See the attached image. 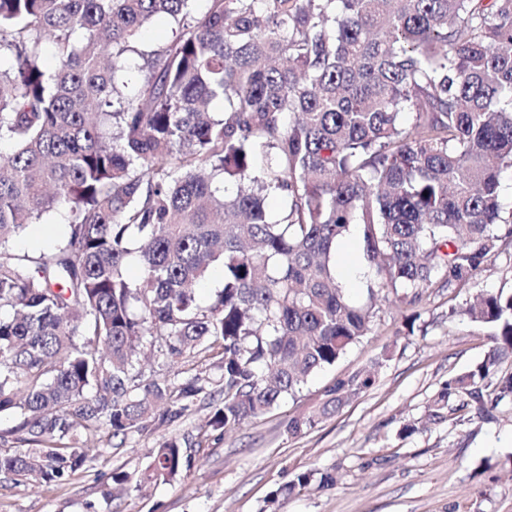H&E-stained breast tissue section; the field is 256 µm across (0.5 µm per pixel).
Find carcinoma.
<instances>
[{
	"mask_svg": "<svg viewBox=\"0 0 512 512\" xmlns=\"http://www.w3.org/2000/svg\"><path fill=\"white\" fill-rule=\"evenodd\" d=\"M160 17L173 38L139 45ZM2 144L0 416L29 449L1 447L0 473L60 484L86 450L220 395L197 440L149 450L137 482L172 481L183 447L266 413L367 336L379 295L412 309V333L429 290L512 246V0H0ZM52 213L65 224L48 247H13ZM350 234L372 272L363 304L336 276ZM216 265L202 305L194 284ZM464 315L490 345L431 417L452 397L479 415L512 399V293ZM145 347L171 366L216 357L220 374L146 378ZM379 365L288 433L339 413Z\"/></svg>",
	"mask_w": 512,
	"mask_h": 512,
	"instance_id": "carcinoma-1",
	"label": "carcinoma"
}]
</instances>
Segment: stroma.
Returning a JSON list of instances; mask_svg holds the SVG:
<instances>
[{"label": "stroma", "instance_id": "1", "mask_svg": "<svg viewBox=\"0 0 512 512\" xmlns=\"http://www.w3.org/2000/svg\"><path fill=\"white\" fill-rule=\"evenodd\" d=\"M482 290L512 292V251L460 287L434 290L414 334L402 326L407 306L380 302L371 332L300 393L240 428L212 433L204 447L185 449L190 466L177 481L104 498L108 473L138 477L149 448L173 436L197 437L211 412L206 399L130 435L123 448L88 461L66 483L25 488L0 474V512H512V402L481 419L428 415L448 377L474 367L488 349L486 331L461 315ZM384 351L390 358L372 387L331 419L288 434L289 419L317 409L332 381ZM408 423L414 432H404ZM334 468L341 480L322 487V475ZM304 472L306 489L272 499Z\"/></svg>", "mask_w": 512, "mask_h": 512}]
</instances>
